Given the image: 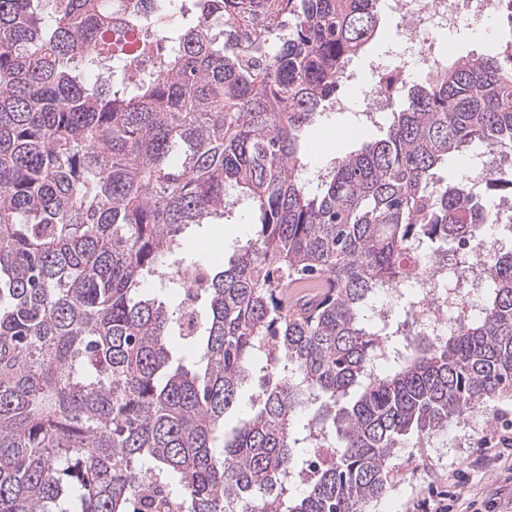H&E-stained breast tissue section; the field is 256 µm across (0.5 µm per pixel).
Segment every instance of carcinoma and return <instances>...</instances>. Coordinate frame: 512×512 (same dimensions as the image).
<instances>
[{"label": "carcinoma", "instance_id": "obj_1", "mask_svg": "<svg viewBox=\"0 0 512 512\" xmlns=\"http://www.w3.org/2000/svg\"><path fill=\"white\" fill-rule=\"evenodd\" d=\"M184 2L0 0V512H364L406 439L512 397V250L447 336L388 351L416 294L368 319L404 255L464 270L499 223L439 169L512 153V41L398 88L382 138L313 193L300 133L379 0ZM236 191L258 220L224 269L164 264ZM148 281L182 294L174 311ZM255 390L249 386L245 385L240 392L238 405L235 409L230 410L225 417V425L224 431H230L234 428L238 421L245 417L251 409L252 403V395H254Z\"/></svg>", "mask_w": 512, "mask_h": 512}]
</instances>
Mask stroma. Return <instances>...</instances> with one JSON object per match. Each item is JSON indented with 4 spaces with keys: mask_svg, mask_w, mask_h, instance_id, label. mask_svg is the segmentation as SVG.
I'll return each mask as SVG.
<instances>
[{
    "mask_svg": "<svg viewBox=\"0 0 512 512\" xmlns=\"http://www.w3.org/2000/svg\"><path fill=\"white\" fill-rule=\"evenodd\" d=\"M398 26L396 15L382 13L379 35L350 62L340 94H357V86L365 79V69L373 57H384L393 65L406 63ZM511 39L512 25L500 16L488 21L486 34H475L463 25L447 37L454 56L469 58L493 52ZM391 120L388 111L379 113L375 122L369 124L363 113L329 110L320 117L318 126L342 131L361 124L365 127L364 139L373 140L383 135ZM300 145L305 163L302 176L307 180L332 167L335 158L360 147L359 142L345 141L321 149L315 146L310 131L302 133ZM253 221L249 202L242 200L225 215L223 223L189 226L182 233L181 242L197 260L219 270L225 257L251 235ZM509 432H512V398L491 402L489 409L473 413L467 421L450 427L447 434L428 441L408 439L391 460L395 474L391 489L365 512H436L448 495L449 479L457 472L464 481L459 486L456 512H470L474 500L482 504L494 500L500 512H512V473L504 465L491 467L482 460L485 438Z\"/></svg>",
    "mask_w": 512,
    "mask_h": 512,
    "instance_id": "stroma-1",
    "label": "stroma"
}]
</instances>
